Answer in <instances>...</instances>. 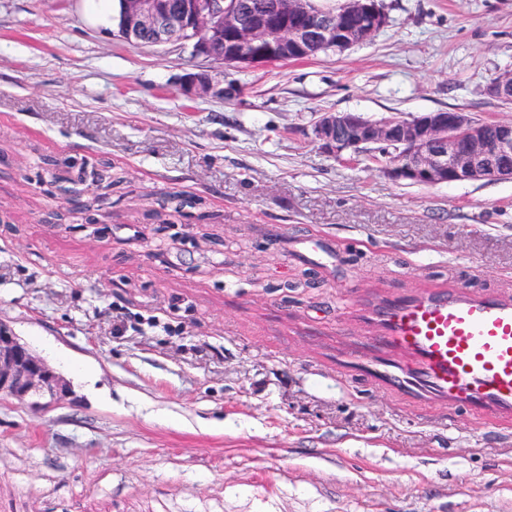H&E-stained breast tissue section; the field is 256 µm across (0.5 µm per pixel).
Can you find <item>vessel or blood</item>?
I'll return each instance as SVG.
<instances>
[{
    "label": "vessel or blood",
    "mask_w": 512,
    "mask_h": 512,
    "mask_svg": "<svg viewBox=\"0 0 512 512\" xmlns=\"http://www.w3.org/2000/svg\"><path fill=\"white\" fill-rule=\"evenodd\" d=\"M377 355L344 352L340 373L425 407L464 409L512 425V295L428 289L368 309Z\"/></svg>",
    "instance_id": "obj_1"
}]
</instances>
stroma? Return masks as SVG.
I'll return each instance as SVG.
<instances>
[{
	"label": "stroma",
	"instance_id": "35a3bbf8",
	"mask_svg": "<svg viewBox=\"0 0 512 512\" xmlns=\"http://www.w3.org/2000/svg\"><path fill=\"white\" fill-rule=\"evenodd\" d=\"M383 6L344 55L238 68L132 46L86 0H0V323L72 389L0 398V512H512L511 428L336 370L367 301L512 295V180L395 181L312 139L323 112L512 121L487 93L512 0ZM202 71L235 97L188 96ZM94 171L120 181L75 211L56 179ZM320 239L332 259L301 253Z\"/></svg>",
	"mask_w": 512,
	"mask_h": 512
}]
</instances>
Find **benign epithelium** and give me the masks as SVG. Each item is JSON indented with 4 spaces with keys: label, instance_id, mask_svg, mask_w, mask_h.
<instances>
[{
    "label": "benign epithelium",
    "instance_id": "obj_1",
    "mask_svg": "<svg viewBox=\"0 0 512 512\" xmlns=\"http://www.w3.org/2000/svg\"><path fill=\"white\" fill-rule=\"evenodd\" d=\"M388 23L375 0H346L339 16L322 19L311 0H270L259 10L244 0H118L113 26L126 40L151 45L191 44L196 56L241 67H262L321 51L342 54ZM183 91L192 97L224 95L209 73H189ZM493 94L512 101V72L495 81ZM320 148L338 158L374 145L393 150L384 168L395 181L437 185L512 179V123L479 122L465 112H428L411 119L369 120L358 112H327L312 129ZM68 384L0 323V395L55 403Z\"/></svg>",
    "mask_w": 512,
    "mask_h": 512
}]
</instances>
